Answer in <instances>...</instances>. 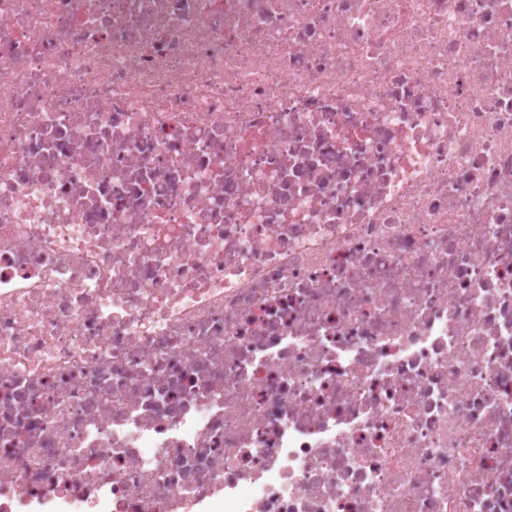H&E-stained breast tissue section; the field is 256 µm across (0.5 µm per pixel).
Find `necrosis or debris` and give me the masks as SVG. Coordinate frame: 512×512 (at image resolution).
Returning a JSON list of instances; mask_svg holds the SVG:
<instances>
[{
  "label": "necrosis or debris",
  "mask_w": 512,
  "mask_h": 512,
  "mask_svg": "<svg viewBox=\"0 0 512 512\" xmlns=\"http://www.w3.org/2000/svg\"><path fill=\"white\" fill-rule=\"evenodd\" d=\"M0 512H512V0H0Z\"/></svg>",
  "instance_id": "necrosis-or-debris-1"
}]
</instances>
